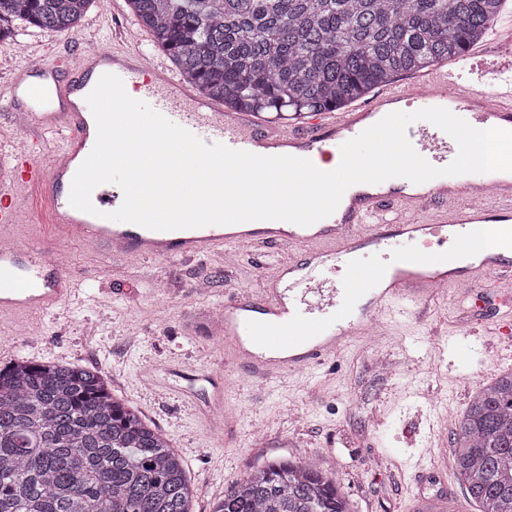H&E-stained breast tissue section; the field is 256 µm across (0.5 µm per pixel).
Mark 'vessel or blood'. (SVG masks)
I'll use <instances>...</instances> for the list:
<instances>
[{"instance_id":"vessel-or-blood-1","label":"vessel or blood","mask_w":512,"mask_h":512,"mask_svg":"<svg viewBox=\"0 0 512 512\" xmlns=\"http://www.w3.org/2000/svg\"><path fill=\"white\" fill-rule=\"evenodd\" d=\"M492 49L453 68L382 89L371 101L330 116L311 114L305 126L256 125L250 115L226 112L183 87L161 60L147 61L136 43L55 52L38 65L14 68L0 85V112L24 119L27 149L0 143V318L45 312L67 303L71 283L55 258L56 242L34 234L17 241L21 222L49 219L56 228L93 244L120 246L151 259L193 258L224 245L305 249L314 266L275 263L258 294L226 297L221 332L237 369L248 376L288 380L336 356L377 319L416 318L421 299L438 285L468 284L461 266L474 250L473 231L487 227L497 257L479 267L512 275V178L485 174L447 177L445 183L392 178L364 185L348 204L312 225L259 220L158 231L108 220L120 207L115 184L96 187V214L69 203L72 179L94 147L97 127L86 87L103 74L120 77L126 91L208 144L263 156L291 155L321 165L344 142L407 103L409 111L443 107L469 124L512 130V21L495 24ZM495 75L491 93L476 90ZM414 149L437 167L456 157L455 140L429 121L409 125Z\"/></svg>"}]
</instances>
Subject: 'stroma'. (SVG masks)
Masks as SVG:
<instances>
[{
  "label": "stroma",
  "mask_w": 512,
  "mask_h": 512,
  "mask_svg": "<svg viewBox=\"0 0 512 512\" xmlns=\"http://www.w3.org/2000/svg\"><path fill=\"white\" fill-rule=\"evenodd\" d=\"M75 292L62 311L42 314L44 334L23 332L25 318L0 320V367L19 360L93 366L112 391L155 425L184 459L198 490L194 512L249 472L281 458L333 468L353 512H474L452 468V448L471 397L496 374L512 371V350L481 346L495 325L512 318L505 288L486 307L467 289L446 288L428 303L424 320L363 335L308 375L254 382L225 374L230 358L220 336L205 332L202 312L229 295L261 286L259 254L241 246L236 265L223 250L189 259L130 261L77 237L59 238ZM388 359L385 374L377 359ZM225 376L224 409L236 421L233 440L205 406L207 383L182 397L186 375Z\"/></svg>",
  "instance_id": "1"
}]
</instances>
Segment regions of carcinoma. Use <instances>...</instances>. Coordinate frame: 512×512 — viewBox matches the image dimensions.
Instances as JSON below:
<instances>
[{
  "label": "carcinoma",
  "instance_id": "cac0c4a2",
  "mask_svg": "<svg viewBox=\"0 0 512 512\" xmlns=\"http://www.w3.org/2000/svg\"><path fill=\"white\" fill-rule=\"evenodd\" d=\"M92 0H0L16 24L80 26ZM182 83L229 112L297 120L338 112L377 87L466 55L504 0H126ZM453 469L479 512H512V371L473 395ZM195 488L160 430L96 368H0V512H191ZM212 512H351L332 472L278 459Z\"/></svg>",
  "mask_w": 512,
  "mask_h": 512
}]
</instances>
